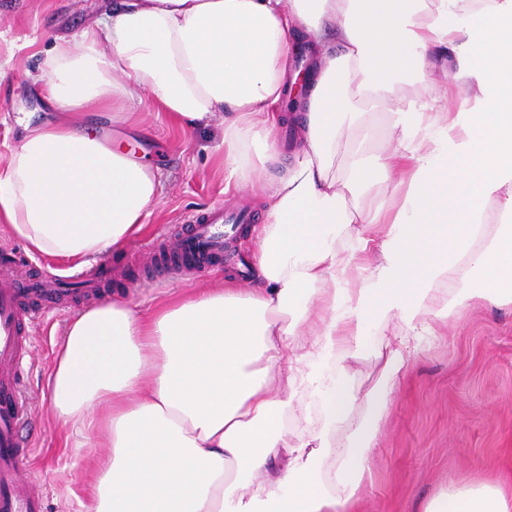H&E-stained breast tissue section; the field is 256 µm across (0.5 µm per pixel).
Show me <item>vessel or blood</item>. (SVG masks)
Masks as SVG:
<instances>
[{
  "instance_id": "b4317fda",
  "label": "vessel or blood",
  "mask_w": 512,
  "mask_h": 512,
  "mask_svg": "<svg viewBox=\"0 0 512 512\" xmlns=\"http://www.w3.org/2000/svg\"><path fill=\"white\" fill-rule=\"evenodd\" d=\"M236 215L217 207L184 225L177 243L180 266L186 272L221 264L228 225ZM56 302L60 282L53 277L32 284L15 276L11 252L0 253V512H43L36 485L20 472L31 454L22 432L30 414V402L22 384V362L28 352L29 329L35 311L24 309L30 295Z\"/></svg>"
}]
</instances>
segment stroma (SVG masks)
<instances>
[{
	"instance_id": "1",
	"label": "stroma",
	"mask_w": 512,
	"mask_h": 512,
	"mask_svg": "<svg viewBox=\"0 0 512 512\" xmlns=\"http://www.w3.org/2000/svg\"><path fill=\"white\" fill-rule=\"evenodd\" d=\"M102 7V0H0V166L20 144L19 117L27 112L38 122L47 117L48 106L31 81L46 48L57 36L78 39ZM128 117V122L113 125L101 113L91 115L134 157L149 159L158 170L162 190L146 219L148 232L84 269L32 252L1 225L0 250L20 253L16 271L61 279L78 272L99 279L100 267L110 266L112 275L99 280L97 298L123 296L144 310L227 276L249 287L264 206L256 188H226L220 128H178L165 112L144 104L129 108ZM217 206L251 217L241 226L223 268L185 274L157 267L150 242L161 240L175 248L181 226ZM86 305L83 299L61 301L59 310L29 335L32 365L24 377L31 402L27 434L32 455L22 475L43 485L46 512H79L78 501L108 454L100 438L81 444L73 431L58 425L46 393L64 328ZM439 331L443 341L422 345L410 356L405 382L390 398L362 512H422L441 488L477 479L512 484V303L468 309L447 319Z\"/></svg>"
}]
</instances>
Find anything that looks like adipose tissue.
Here are the masks:
<instances>
[{
  "label": "adipose tissue",
  "mask_w": 512,
  "mask_h": 512,
  "mask_svg": "<svg viewBox=\"0 0 512 512\" xmlns=\"http://www.w3.org/2000/svg\"><path fill=\"white\" fill-rule=\"evenodd\" d=\"M302 37L315 75L300 138L264 183ZM38 82L56 116L24 124L0 168V219L30 249L82 266L145 232L156 169L85 120L129 103L217 124L228 182L268 198L252 287L146 311L104 299L69 322L53 415L112 450L84 512H358L434 321L512 302V0H108L78 42L54 39ZM370 106L396 148L337 164ZM393 321L398 340H371ZM363 358L379 376L361 393ZM423 512H512V495L445 488Z\"/></svg>",
  "instance_id": "ef3b65f1"
}]
</instances>
